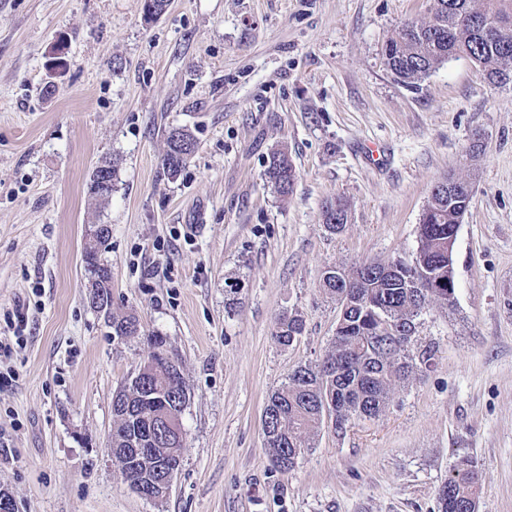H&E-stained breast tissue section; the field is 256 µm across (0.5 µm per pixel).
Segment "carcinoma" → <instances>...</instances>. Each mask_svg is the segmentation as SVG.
<instances>
[{"mask_svg":"<svg viewBox=\"0 0 512 512\" xmlns=\"http://www.w3.org/2000/svg\"><path fill=\"white\" fill-rule=\"evenodd\" d=\"M428 21L411 22L388 40L384 64L393 77L410 90L436 65L466 56L484 68L491 83L512 79V26L502 34V24L512 22V0H436ZM163 166L176 176L196 150V141L184 130L167 132ZM266 174L283 196L293 194L296 169L285 151L270 157ZM473 197L471 183L452 177L446 189L435 186L419 224V245L429 280L437 288L411 287V270L400 268L378 283L360 268L343 269L342 287L324 281L322 290L334 299L349 292L351 307L339 315L331 349L315 367H296L266 399L263 415L276 433L266 449L270 462L280 471L295 467L298 457L310 448L309 439L325 427V413L336 418V428L346 432L355 420L379 417L389 406L395 387L408 381L433 358L430 349L413 351L416 323L432 299L453 302L456 281L448 249V229L458 223ZM324 224L339 232L348 222L345 203L338 199L326 206ZM97 251V264L89 271L94 291L105 302L97 310L112 327V336L125 339L140 335L133 313L112 312V283L104 273L107 261ZM304 331L298 314L278 317L273 337L282 346L292 345ZM147 343L159 362L156 370L139 382L124 380L112 396L113 459L121 466L128 487L136 494L150 490L156 468L180 466L185 435L153 437L157 415L188 397L183 372L165 365L170 353L165 337L151 333ZM481 474L474 461L464 458L454 466L437 492L438 512H478Z\"/></svg>","mask_w":512,"mask_h":512,"instance_id":"cac0c4a2","label":"carcinoma"}]
</instances>
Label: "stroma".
Listing matches in <instances>:
<instances>
[{"label": "stroma", "mask_w": 512, "mask_h": 512, "mask_svg": "<svg viewBox=\"0 0 512 512\" xmlns=\"http://www.w3.org/2000/svg\"><path fill=\"white\" fill-rule=\"evenodd\" d=\"M144 4L0 0V314L26 309L30 328L0 363V489L18 512H438L470 458L479 512H512V81L453 57L418 89L398 83L386 41L428 20L430 0H171L154 21ZM173 127L197 142L174 177ZM279 150L298 173L287 197L265 175ZM109 160L116 186L97 201L90 175ZM451 175L474 197L454 300L419 319L431 365L379 418L323 428L275 470L266 398L336 333L324 268L411 258ZM338 199L334 234L323 210ZM92 224L112 229L113 310L183 364L186 447L161 502L132 492L106 449L112 394L150 347L114 339L88 304ZM285 312L305 320L289 346L272 336ZM324 224L331 232H339L348 222V212L345 203L338 199L326 206L323 212ZM335 221V222H334ZM337 221V223H336Z\"/></svg>", "instance_id": "1"}]
</instances>
